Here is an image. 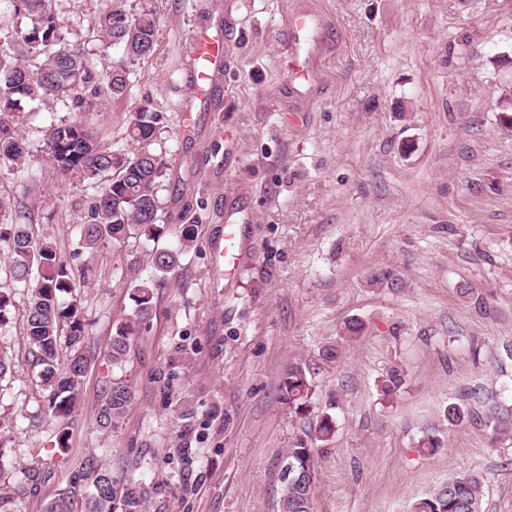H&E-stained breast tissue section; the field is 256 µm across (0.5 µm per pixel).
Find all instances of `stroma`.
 <instances>
[{
	"mask_svg": "<svg viewBox=\"0 0 512 512\" xmlns=\"http://www.w3.org/2000/svg\"><path fill=\"white\" fill-rule=\"evenodd\" d=\"M50 2L96 71L120 62L128 72L122 96L102 93L80 115L55 102V119L82 116L101 145L131 151L138 109L160 113L159 244L176 246L186 224L197 238L162 275L150 320L113 368L115 327L133 313L129 282L152 273L144 243L76 253L75 229L99 187L55 169L44 124L30 117L38 105L22 102L15 128L31 170L0 163V200L72 269L94 359L57 447L30 365L29 295L13 290L0 244V289L14 293L0 326L12 361L0 381L10 424L0 474H40L18 512H44L92 454L148 490L147 512H278L284 453L302 425L279 392L295 359L312 380V412L336 417L333 439L317 446L315 512H410L460 471L482 475L483 512H512V442H493L483 422L443 419L464 394H512V124L502 119L512 113V0H149L154 49L128 61L103 45L96 22L139 0ZM295 8L322 18L313 85L291 83L282 62ZM199 27L232 51L204 98L187 56ZM231 194L251 220L240 227L248 259L227 287L211 245ZM378 268L392 281L371 283ZM463 283L483 304L460 298ZM353 318L365 328L348 339ZM394 371L402 385L383 396ZM116 380L133 399L104 431L100 396ZM431 432L439 448H420Z\"/></svg>",
	"mask_w": 512,
	"mask_h": 512,
	"instance_id": "stroma-1",
	"label": "stroma"
}]
</instances>
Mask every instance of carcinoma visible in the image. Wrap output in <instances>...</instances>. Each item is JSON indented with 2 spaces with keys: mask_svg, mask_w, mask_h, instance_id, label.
I'll use <instances>...</instances> for the list:
<instances>
[{
  "mask_svg": "<svg viewBox=\"0 0 512 512\" xmlns=\"http://www.w3.org/2000/svg\"><path fill=\"white\" fill-rule=\"evenodd\" d=\"M10 9L30 20L26 32L11 38L16 57L9 65H0V115L20 109L22 101L48 106L54 100L72 98L76 108L93 106L100 95L102 81L114 95L127 87V72L115 67L106 78L89 64L79 48L71 45L62 32V24L49 0H0V9ZM102 41L119 46L129 59L148 55L157 33L156 14L148 8L133 13L114 9L99 18ZM160 117L145 108L128 128L127 135L140 145L136 153L104 147L78 120L49 121L47 145L53 165L64 175L79 182L101 184L100 192L89 203L84 223L77 228V251L90 252L105 242H123L137 236L144 243L158 242L163 234L159 221L158 188L165 176L162 157L149 149L157 138ZM0 159L19 170L27 165L26 155L14 128L0 120ZM22 211L15 214L0 239L8 242L6 263L13 284L30 291L26 311L25 334L35 349L33 365L39 369L41 386L49 391L47 411L56 421V444L66 447L70 422L80 407V386L94 355L86 345V323L80 305L68 299L74 291L72 274L57 255L52 242L34 237ZM195 243V228L183 225L177 246L152 247L147 257L155 273L165 274L176 266ZM161 282L153 277L131 281L130 297L135 321L148 320L154 309L155 289ZM134 332L130 322L116 326L112 336L111 358L115 368L122 366ZM66 369L58 371L60 357ZM280 391L303 422L302 435L286 452L284 462L295 472L283 481L279 512H314L311 488L315 476L314 447L329 441L336 432V418L324 411L309 416L308 402L313 395L305 365L294 360L284 369ZM133 394L123 382L108 386L99 405L97 422L104 430L123 418ZM450 425L475 418V409L466 400L448 403L443 412ZM485 422L494 440L512 437V398L493 400ZM20 481H0V512H14L13 504L25 496L35 474L22 472ZM145 493L120 485L112 470L94 455L86 459L78 483L49 500L45 512H144ZM483 483L479 474L457 472L448 481L418 500L412 512H483Z\"/></svg>",
  "mask_w": 512,
  "mask_h": 512,
  "instance_id": "1",
  "label": "carcinoma"
}]
</instances>
